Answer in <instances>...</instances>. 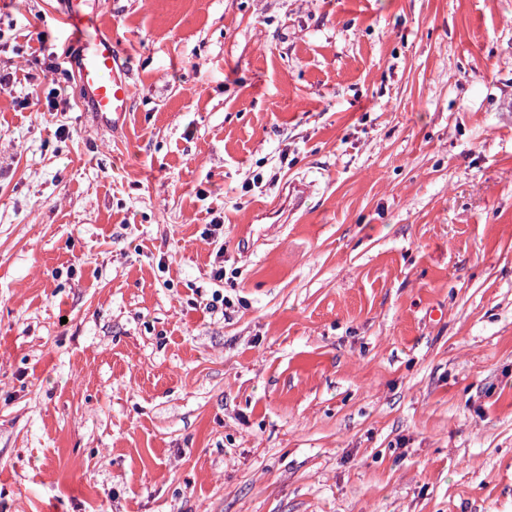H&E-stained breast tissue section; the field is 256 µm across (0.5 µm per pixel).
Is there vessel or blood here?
Wrapping results in <instances>:
<instances>
[{
  "label": "vessel or blood",
  "instance_id": "b4317fda",
  "mask_svg": "<svg viewBox=\"0 0 512 512\" xmlns=\"http://www.w3.org/2000/svg\"><path fill=\"white\" fill-rule=\"evenodd\" d=\"M60 20L82 101L103 121L113 123L124 118L130 110L133 86L119 63L120 54L111 35L103 31L100 8L89 0H65Z\"/></svg>",
  "mask_w": 512,
  "mask_h": 512
}]
</instances>
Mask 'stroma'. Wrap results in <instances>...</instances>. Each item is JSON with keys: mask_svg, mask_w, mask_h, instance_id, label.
I'll return each mask as SVG.
<instances>
[{"mask_svg": "<svg viewBox=\"0 0 512 512\" xmlns=\"http://www.w3.org/2000/svg\"><path fill=\"white\" fill-rule=\"evenodd\" d=\"M99 2L108 130L0 0V512H512V0Z\"/></svg>", "mask_w": 512, "mask_h": 512, "instance_id": "stroma-1", "label": "stroma"}]
</instances>
